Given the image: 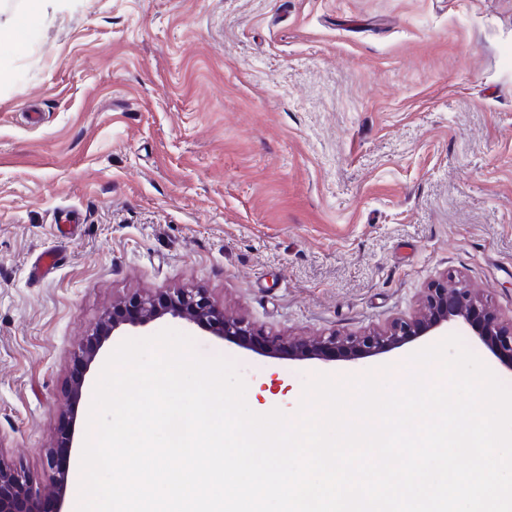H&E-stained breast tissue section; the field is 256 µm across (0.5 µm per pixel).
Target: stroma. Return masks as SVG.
Segmentation results:
<instances>
[{
  "instance_id": "stroma-1",
  "label": "stroma",
  "mask_w": 512,
  "mask_h": 512,
  "mask_svg": "<svg viewBox=\"0 0 512 512\" xmlns=\"http://www.w3.org/2000/svg\"><path fill=\"white\" fill-rule=\"evenodd\" d=\"M27 44H0V459L54 512L75 496L47 455L64 431L82 452L117 302L201 290L309 338L449 274L512 315V0H57ZM165 328L292 413L315 374L412 353L273 359L169 316L128 335Z\"/></svg>"
}]
</instances>
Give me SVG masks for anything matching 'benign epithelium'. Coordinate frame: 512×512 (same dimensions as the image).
<instances>
[{
  "label": "benign epithelium",
  "mask_w": 512,
  "mask_h": 512,
  "mask_svg": "<svg viewBox=\"0 0 512 512\" xmlns=\"http://www.w3.org/2000/svg\"><path fill=\"white\" fill-rule=\"evenodd\" d=\"M170 315L207 330L229 343L259 350L269 357L292 360L354 361L388 353L450 324L468 327L506 368L512 369V317L499 316L479 293L466 285L434 282L425 289L418 311L361 335L332 332L312 339L269 336L243 320L221 314L202 291L166 290L112 308L101 335L119 328L146 326ZM42 491L0 458V512H41Z\"/></svg>",
  "instance_id": "benign-epithelium-1"
}]
</instances>
